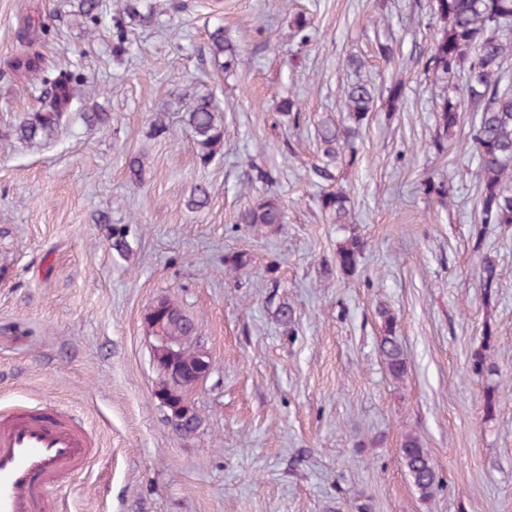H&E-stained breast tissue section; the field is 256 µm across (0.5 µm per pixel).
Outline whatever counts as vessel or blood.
I'll return each instance as SVG.
<instances>
[{
    "mask_svg": "<svg viewBox=\"0 0 512 512\" xmlns=\"http://www.w3.org/2000/svg\"><path fill=\"white\" fill-rule=\"evenodd\" d=\"M86 423L57 406L0 413V512H52L54 489L96 455Z\"/></svg>",
    "mask_w": 512,
    "mask_h": 512,
    "instance_id": "obj_1",
    "label": "vessel or blood"
}]
</instances>
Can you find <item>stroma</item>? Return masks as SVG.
Segmentation results:
<instances>
[{
  "mask_svg": "<svg viewBox=\"0 0 512 512\" xmlns=\"http://www.w3.org/2000/svg\"><path fill=\"white\" fill-rule=\"evenodd\" d=\"M427 3L140 0L152 20L128 24L118 52L73 0H0V411L50 401L93 429L98 453L59 492L62 512H512V224L480 220L473 113L453 134L438 129V103L464 98L465 82L425 71L442 27ZM218 25L243 55L236 71L209 54ZM29 38L78 78L48 144L15 135L38 107L9 66ZM359 79L373 110L355 159L323 180L318 126L348 125L344 92ZM197 94L224 127L207 163L183 120ZM291 100L300 117L286 115ZM96 102L112 125L90 132L80 114ZM257 166L275 182L256 181ZM431 182L445 198L426 194ZM198 185L209 202L188 208ZM337 188L345 224L320 206ZM261 197L286 211L277 231L236 221ZM113 224L127 228L126 254ZM353 235L365 251L348 274L336 251ZM236 252L248 265L225 272ZM487 255L501 273L490 297ZM162 297L200 325L211 361L188 395L202 424L187 438L153 397L146 314ZM283 304L293 325L277 318ZM383 309L408 358L399 382L378 351ZM482 345L494 368L479 375ZM408 434L438 476L425 499L401 461Z\"/></svg>",
  "mask_w": 512,
  "mask_h": 512,
  "instance_id": "35a3bbf8",
  "label": "stroma"
}]
</instances>
